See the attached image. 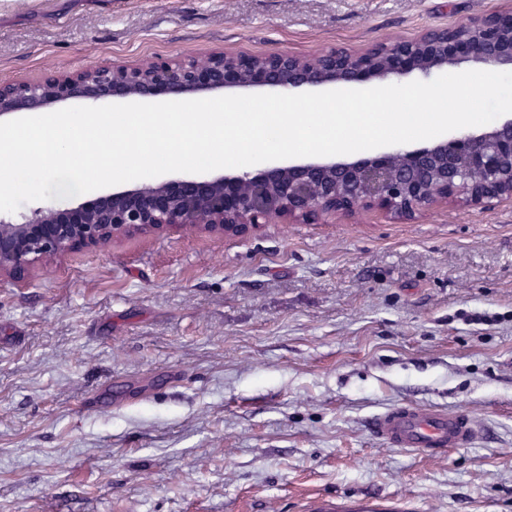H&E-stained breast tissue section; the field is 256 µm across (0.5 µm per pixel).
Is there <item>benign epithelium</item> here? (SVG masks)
Instances as JSON below:
<instances>
[{
  "label": "benign epithelium",
  "mask_w": 512,
  "mask_h": 512,
  "mask_svg": "<svg viewBox=\"0 0 512 512\" xmlns=\"http://www.w3.org/2000/svg\"><path fill=\"white\" fill-rule=\"evenodd\" d=\"M463 63L512 68V11L494 10L461 28L360 51L308 57L215 52L195 61H147L53 75L36 84H1L0 117L47 110L71 99L98 104L160 96L189 100L253 87L287 94L303 86L382 82L413 71L428 77ZM492 199H512V117L412 150L144 182L76 206H43L19 220L0 212V278L24 280L37 267L136 234L247 235L274 222L308 223L370 209L404 219L438 203L481 205Z\"/></svg>",
  "instance_id": "7a95c632"
}]
</instances>
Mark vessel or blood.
Masks as SVG:
<instances>
[{
    "label": "vessel or blood",
    "instance_id": "vessel-or-blood-1",
    "mask_svg": "<svg viewBox=\"0 0 512 512\" xmlns=\"http://www.w3.org/2000/svg\"><path fill=\"white\" fill-rule=\"evenodd\" d=\"M370 433L384 443L420 454H441L463 448L480 435L466 412L401 405L376 414L368 422Z\"/></svg>",
    "mask_w": 512,
    "mask_h": 512
}]
</instances>
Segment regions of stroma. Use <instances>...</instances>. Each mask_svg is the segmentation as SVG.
<instances>
[{"label":"stroma","instance_id":"1","mask_svg":"<svg viewBox=\"0 0 512 512\" xmlns=\"http://www.w3.org/2000/svg\"><path fill=\"white\" fill-rule=\"evenodd\" d=\"M512 0H0V84L212 51L309 56ZM465 411V448L369 417ZM512 512V201L243 237L134 235L0 279V512ZM369 432L384 443L418 454H443L448 448H463L481 434L464 411L418 409L401 405L376 414Z\"/></svg>","mask_w":512,"mask_h":512}]
</instances>
